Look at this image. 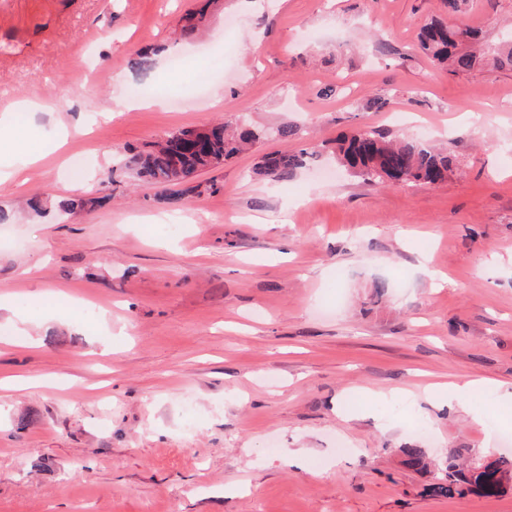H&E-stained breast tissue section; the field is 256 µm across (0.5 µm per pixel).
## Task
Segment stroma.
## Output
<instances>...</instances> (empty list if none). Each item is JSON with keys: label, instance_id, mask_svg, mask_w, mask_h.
I'll return each mask as SVG.
<instances>
[{"label": "stroma", "instance_id": "obj_1", "mask_svg": "<svg viewBox=\"0 0 512 512\" xmlns=\"http://www.w3.org/2000/svg\"><path fill=\"white\" fill-rule=\"evenodd\" d=\"M195 4L0 0V109L63 105L13 123L26 147L0 156L24 181L0 182V295L32 316L0 312L15 384L0 391V512H512V489L427 491L449 460L512 458L497 392L463 408L441 395L464 376L512 383V71L451 75L420 53L441 0H214L206 33L176 39ZM461 19L496 47L512 0ZM157 44L151 72L134 70ZM137 85L162 107L129 109ZM239 118L265 138L176 202L118 167L169 131ZM284 123L322 155L252 176L261 154L302 147L273 137ZM64 124L74 136L30 164ZM360 124L445 143L460 172L366 184L330 152ZM76 194L95 203L68 219L24 209ZM408 447L432 468L407 466Z\"/></svg>", "mask_w": 512, "mask_h": 512}]
</instances>
